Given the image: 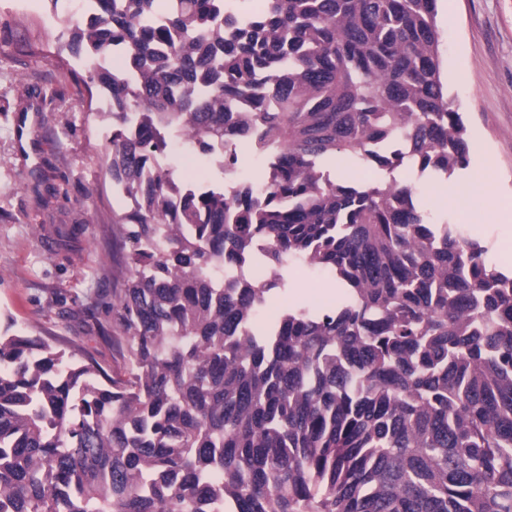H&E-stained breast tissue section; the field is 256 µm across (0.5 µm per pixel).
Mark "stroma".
<instances>
[{
    "label": "stroma",
    "mask_w": 512,
    "mask_h": 512,
    "mask_svg": "<svg viewBox=\"0 0 512 512\" xmlns=\"http://www.w3.org/2000/svg\"><path fill=\"white\" fill-rule=\"evenodd\" d=\"M71 19L50 0H0V333L41 336L126 376L125 339L107 307L127 277L115 243L123 203L106 173L108 126L85 63L65 48ZM444 82L463 112L470 165L451 178L428 174L415 195L432 222L486 246L489 263L512 268V223L484 218L469 184L485 167L512 201V0H439ZM457 188L461 209L436 189ZM287 290L273 308L311 310L341 298L332 276L301 265L282 270Z\"/></svg>",
    "instance_id": "35a3bbf8"
}]
</instances>
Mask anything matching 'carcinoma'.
<instances>
[{
  "instance_id": "obj_1",
  "label": "carcinoma",
  "mask_w": 512,
  "mask_h": 512,
  "mask_svg": "<svg viewBox=\"0 0 512 512\" xmlns=\"http://www.w3.org/2000/svg\"><path fill=\"white\" fill-rule=\"evenodd\" d=\"M156 2L96 0L66 44L107 101L128 197L112 329L131 379L0 335V512H512V272L434 230L412 187L322 174L338 153L394 170L399 139L424 171L469 167L438 0H171L162 28ZM114 46L130 81L99 66ZM171 137L257 145L266 192L146 175ZM258 240L342 299L246 328L278 278L213 271Z\"/></svg>"
}]
</instances>
